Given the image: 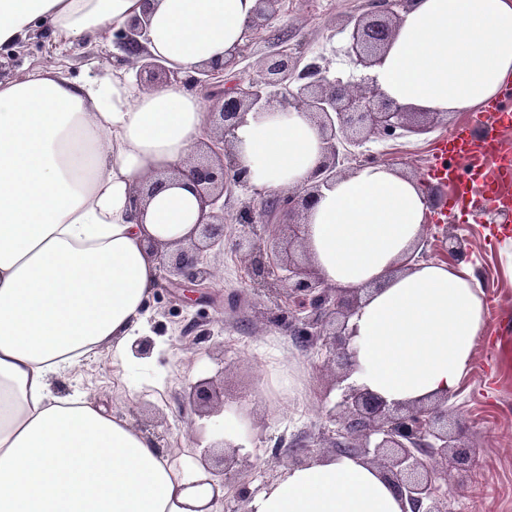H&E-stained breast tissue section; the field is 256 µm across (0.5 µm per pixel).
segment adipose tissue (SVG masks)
Listing matches in <instances>:
<instances>
[{"mask_svg": "<svg viewBox=\"0 0 512 512\" xmlns=\"http://www.w3.org/2000/svg\"><path fill=\"white\" fill-rule=\"evenodd\" d=\"M257 0H0V47L40 26L56 50L149 18L145 51L180 72L241 46ZM373 75L398 104L444 115L512 85V0H414ZM209 105L180 84L136 88L123 69L82 81L56 64L0 79V512H217L203 467L82 391L53 386L91 352L127 361L158 274L148 240L186 242L183 182L139 187L203 140ZM235 150L254 188L306 186L323 139L306 113L251 112ZM430 214L419 179L366 164L324 190L305 246L331 286L369 294L354 316L352 381L388 401L453 392L487 325L468 264L398 271ZM248 512H402L379 470L329 456L282 470Z\"/></svg>", "mask_w": 512, "mask_h": 512, "instance_id": "1", "label": "adipose tissue"}]
</instances>
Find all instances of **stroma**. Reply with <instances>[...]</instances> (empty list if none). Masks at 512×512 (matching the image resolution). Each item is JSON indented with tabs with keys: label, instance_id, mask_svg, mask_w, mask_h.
I'll list each match as a JSON object with an SVG mask.
<instances>
[{
	"label": "stroma",
	"instance_id": "35a3bbf8",
	"mask_svg": "<svg viewBox=\"0 0 512 512\" xmlns=\"http://www.w3.org/2000/svg\"><path fill=\"white\" fill-rule=\"evenodd\" d=\"M364 6L365 0H283L278 15L244 41L234 79L248 82L257 63L282 48L303 62H323L333 76L359 78L361 71L346 52L342 20ZM55 60L78 80L126 63L124 52L109 39L100 48L83 44L54 56L46 28L19 47L0 48L10 77ZM473 118V113L461 112L440 119L426 134L376 139L362 147L361 155L421 177L432 161L434 143L473 127ZM253 197V192L238 189L224 200L228 236L206 252L208 265L218 273L206 297L188 304L178 289L160 283L154 287L145 305L146 336L155 343L150 355L116 368L110 351L99 350L79 370L60 376L57 388L63 393L75 387L87 391L108 412L145 432L163 434L162 449L177 458L202 451L214 439L211 420L194 416L188 403L193 384L212 380L224 390L225 411L246 409L251 422L239 450L248 464L225 475L224 485L244 484L255 492L286 467L295 440L306 438L313 457L327 456L333 425L322 407L338 392L325 352L303 348L277 311L261 304L233 249L238 233L234 216ZM448 234L466 239L467 260L488 312L470 369L448 399L449 429L479 450L473 472L449 469L448 506L450 512H512V270L499 256L503 237H512V222L477 223L456 211L445 222L430 220L419 245L423 262L446 260L440 241ZM273 359L298 378L296 395L277 389L269 366ZM162 381L168 388L159 395L155 386Z\"/></svg>",
	"mask_w": 512,
	"mask_h": 512
}]
</instances>
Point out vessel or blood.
Returning <instances> with one entry per match:
<instances>
[{"label": "vessel or blood", "instance_id": "1", "mask_svg": "<svg viewBox=\"0 0 512 512\" xmlns=\"http://www.w3.org/2000/svg\"><path fill=\"white\" fill-rule=\"evenodd\" d=\"M486 112L492 126L478 136L466 129L441 141L427 169L428 178L455 184L457 199L470 204L475 219L493 204H506L497 185L512 180V157L501 154L498 139L500 129L512 126V97L492 102Z\"/></svg>", "mask_w": 512, "mask_h": 512}]
</instances>
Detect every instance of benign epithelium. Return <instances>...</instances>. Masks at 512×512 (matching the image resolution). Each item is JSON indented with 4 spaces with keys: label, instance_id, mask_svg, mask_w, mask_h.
<instances>
[{
    "label": "benign epithelium",
    "instance_id": "7a95c632",
    "mask_svg": "<svg viewBox=\"0 0 512 512\" xmlns=\"http://www.w3.org/2000/svg\"><path fill=\"white\" fill-rule=\"evenodd\" d=\"M282 0H258L249 29L258 30L272 18ZM413 0H368L367 9L351 15L347 54L355 65L372 69L382 64L386 51ZM145 20L137 19L112 33L113 42L136 56L137 81L143 88L181 82L192 88H208L214 98L211 122L213 139L194 150L190 157L163 172L147 188L154 196L175 176L193 192L199 202L196 222L198 237L172 253L159 255V271L167 282L185 289L183 299L193 301V288H206L213 271L203 253L224 242V192L248 186L246 170L234 150L235 132L251 111L275 108L281 112L300 111L320 127L325 136L321 160L310 184L274 194L256 205L250 201L236 220L243 225L235 251L244 260L253 290L267 305L282 309L288 300V318L296 324L294 335L311 348L332 352L338 400L324 406L326 418L336 429L330 446L333 455H350L376 466L401 502L403 512H448V494L442 483L448 467L467 471L475 463L474 447L448 432V397L417 403L388 402L385 398L349 382L358 370L354 343L356 327L351 317L360 305V290L342 292L318 275L310 263L302 235L304 216L318 201L321 189L345 176L342 167L357 160L359 149L374 138L403 136L437 122L435 112H412L389 99L369 75L351 83L331 77L317 61L299 67L298 58L281 51L267 56L263 67L242 88L221 77L233 70L239 53L200 68L184 77L159 59L144 54ZM277 221L287 228L288 242L277 235L264 239L257 225ZM448 255L459 261L466 257L464 241L445 237ZM216 390L211 382H196L189 393L194 413L216 411ZM223 453L212 459L211 447L200 454L207 471L215 477L242 465L231 445L218 440Z\"/></svg>",
    "mask_w": 512,
    "mask_h": 512
}]
</instances>
